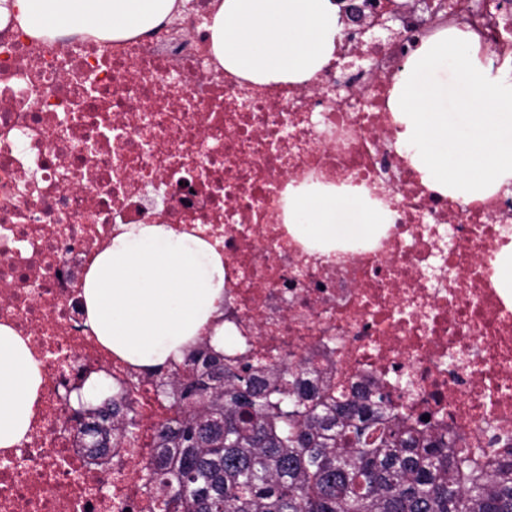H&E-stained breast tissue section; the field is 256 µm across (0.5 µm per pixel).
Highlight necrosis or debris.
Listing matches in <instances>:
<instances>
[{"mask_svg":"<svg viewBox=\"0 0 512 512\" xmlns=\"http://www.w3.org/2000/svg\"><path fill=\"white\" fill-rule=\"evenodd\" d=\"M340 60L303 84L255 86L209 51L212 0L179 32L65 46L0 27V324L45 369L30 432L0 450V512H157L145 462L175 411L102 346L83 288L123 224H167L224 261L229 357L307 362L325 397L363 384L485 460L512 453V293L492 282L512 194L425 186L394 148L389 91L424 41L463 29L512 80V0H356ZM394 13V36L368 21ZM366 189L390 218L366 241L294 240L287 185ZM125 383L133 438L102 465L75 445L64 386Z\"/></svg>","mask_w":512,"mask_h":512,"instance_id":"4bbe7bcc","label":"necrosis or debris"}]
</instances>
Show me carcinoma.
Here are the masks:
<instances>
[{
  "label": "carcinoma",
  "instance_id": "1",
  "mask_svg": "<svg viewBox=\"0 0 512 512\" xmlns=\"http://www.w3.org/2000/svg\"><path fill=\"white\" fill-rule=\"evenodd\" d=\"M184 354V379L154 371L179 413L146 467L159 512H512V457L488 466L406 424L382 392L355 386L329 402L304 362L261 380L206 342ZM99 423L133 435L115 404Z\"/></svg>",
  "mask_w": 512,
  "mask_h": 512
}]
</instances>
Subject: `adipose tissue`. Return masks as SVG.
Segmentation results:
<instances>
[{
    "label": "adipose tissue",
    "instance_id": "ef3b65f1",
    "mask_svg": "<svg viewBox=\"0 0 512 512\" xmlns=\"http://www.w3.org/2000/svg\"><path fill=\"white\" fill-rule=\"evenodd\" d=\"M179 0H0V20H15L34 40L80 35L135 38L169 19ZM344 23L334 0H215L206 25L210 49L227 72L257 85L301 83L330 64ZM455 30L426 43L395 78L390 109L396 146L423 184L476 200L512 185V82ZM286 224L303 243L334 245L385 223L382 208L361 209L332 196L287 188ZM224 295V263L209 243L166 224H130L94 259L83 296L89 325L119 357L144 368L180 360L210 328ZM42 364L25 339L0 325V449L30 430Z\"/></svg>",
    "mask_w": 512,
    "mask_h": 512
}]
</instances>
